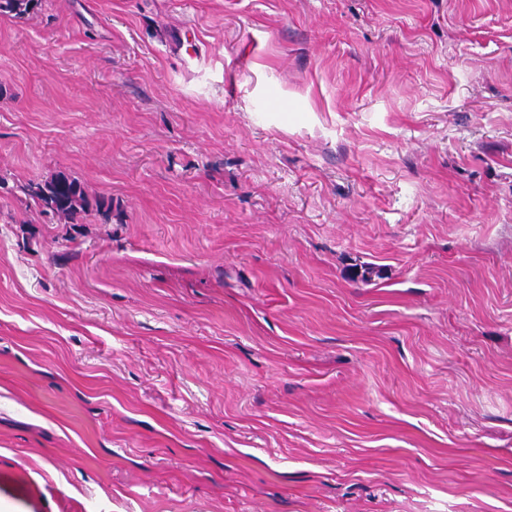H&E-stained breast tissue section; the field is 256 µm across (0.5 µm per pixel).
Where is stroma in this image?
<instances>
[{
  "label": "stroma",
  "mask_w": 512,
  "mask_h": 512,
  "mask_svg": "<svg viewBox=\"0 0 512 512\" xmlns=\"http://www.w3.org/2000/svg\"><path fill=\"white\" fill-rule=\"evenodd\" d=\"M0 512H512V0L0 16ZM25 191L30 200L27 207L33 203L71 220L87 204L81 185L64 175L44 184H30Z\"/></svg>",
  "instance_id": "stroma-1"
}]
</instances>
